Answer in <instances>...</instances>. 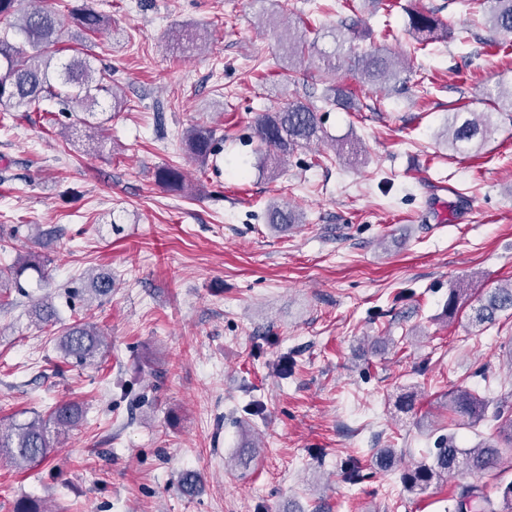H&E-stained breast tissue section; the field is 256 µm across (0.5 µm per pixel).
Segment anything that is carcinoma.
Segmentation results:
<instances>
[{
  "label": "carcinoma",
  "instance_id": "cac0c4a2",
  "mask_svg": "<svg viewBox=\"0 0 512 512\" xmlns=\"http://www.w3.org/2000/svg\"><path fill=\"white\" fill-rule=\"evenodd\" d=\"M25 2L0 0V20L15 18V23L0 28V106L38 112L45 101L63 107L76 103L86 115L83 124L87 137L91 140L104 137V123L97 120L95 107L104 96L119 101L112 76L95 72L90 61L77 50L69 59L56 62L57 56L69 51L59 44L57 14L43 7L28 9L24 7ZM71 15L88 34L102 30L107 23L105 17L89 6L88 0L71 10ZM486 24L496 33L511 34L512 0H494ZM407 25L415 52L426 48L437 32L447 29L435 12L419 9L408 11ZM308 33L306 27L290 23L281 35L288 54V69L304 62L305 52L315 47V40L308 39ZM207 42L206 35L196 28H182L173 38L176 46L186 43L190 50H198ZM349 62L365 82L373 85L383 86L405 70V56L386 48L356 54ZM496 112H512V91L489 98L482 112L457 111L449 115L443 131L448 148L457 153L479 149L497 129L492 119ZM254 129L271 168L275 169L296 150L321 140L322 120L312 103L297 99L257 113ZM219 141L217 128L206 125H194L184 136L186 151L201 164L216 155ZM155 178L165 188L181 191L185 187V174L174 166L158 169ZM267 221L277 228L296 223V216L291 209L272 205L267 210ZM28 269L35 270L43 279L49 277L47 266L36 263L35 255L30 253L18 257L11 266L0 267V288L6 282L18 284ZM88 291L96 300L110 295L112 277L101 274L91 277ZM509 310L512 311V279L500 282L477 298L469 319L476 326L491 324L500 313ZM33 315L40 325H53L57 309L43 299L34 304ZM105 347V334L95 323L83 318L62 329L57 337V348L63 358L78 363L96 358ZM447 405L449 411L472 422L491 418L497 440L462 448L453 435L439 436L433 452L402 473V483L411 491L422 492L454 472L474 475L491 469H498L502 474L508 469L512 471V390L492 403L469 388L458 387L448 393ZM83 413L81 403L66 400L55 404L45 418L38 415L24 424L1 429L0 457L20 468L44 460L56 447L58 436L74 427ZM200 481L199 472H183L179 480L182 493L193 495ZM448 512H512V480L497 486L494 498L477 484L462 483L450 499Z\"/></svg>",
  "mask_w": 512,
  "mask_h": 512
}]
</instances>
